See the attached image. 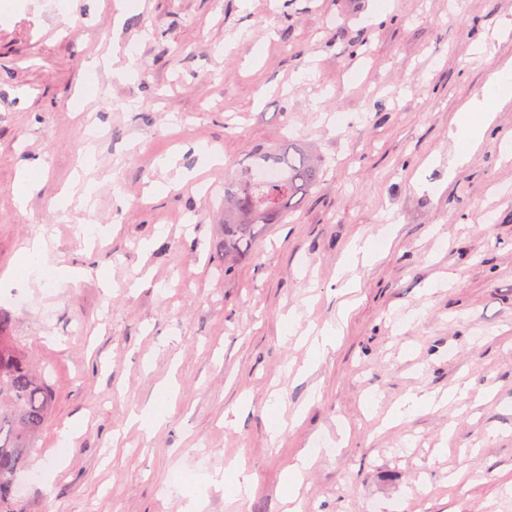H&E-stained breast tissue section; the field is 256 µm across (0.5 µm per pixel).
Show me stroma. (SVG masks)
Returning <instances> with one entry per match:
<instances>
[{
  "label": "stroma",
  "instance_id": "35a3bbf8",
  "mask_svg": "<svg viewBox=\"0 0 512 512\" xmlns=\"http://www.w3.org/2000/svg\"><path fill=\"white\" fill-rule=\"evenodd\" d=\"M129 9L119 24L115 0H0V273L16 271L0 308L55 396L21 512H284L288 467L317 441L332 452L305 474L301 512H512V101L461 167L448 134L512 63V0ZM110 53L132 78L92 69ZM88 123L101 130L90 147ZM289 141L325 160L323 182L224 273L209 252L224 198L203 188ZM38 158L22 211L17 175ZM80 173L95 194L60 220L50 201ZM90 224L106 225L102 243ZM40 233L54 266L83 268L77 283L26 273ZM358 234L365 263L347 256ZM290 312L298 330L341 333L309 359ZM462 380V401L384 428L407 395ZM143 409L165 415L149 438L127 425ZM282 412L295 422L275 438ZM235 457L253 496L177 492L175 475L197 484Z\"/></svg>",
  "mask_w": 512,
  "mask_h": 512
}]
</instances>
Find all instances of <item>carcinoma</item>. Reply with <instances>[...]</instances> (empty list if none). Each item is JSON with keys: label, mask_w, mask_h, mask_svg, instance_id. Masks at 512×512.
I'll return each instance as SVG.
<instances>
[{"label": "carcinoma", "mask_w": 512, "mask_h": 512, "mask_svg": "<svg viewBox=\"0 0 512 512\" xmlns=\"http://www.w3.org/2000/svg\"><path fill=\"white\" fill-rule=\"evenodd\" d=\"M321 163L288 143L258 149L233 175H224V223L210 250L224 259V272L249 252L262 224L290 214L295 199L320 186ZM53 394L39 378L29 355L11 333L0 310V512H20L15 490L26 458L48 426Z\"/></svg>", "instance_id": "carcinoma-1"}]
</instances>
